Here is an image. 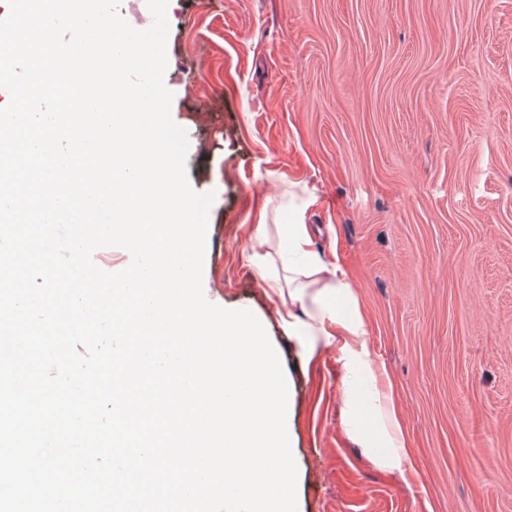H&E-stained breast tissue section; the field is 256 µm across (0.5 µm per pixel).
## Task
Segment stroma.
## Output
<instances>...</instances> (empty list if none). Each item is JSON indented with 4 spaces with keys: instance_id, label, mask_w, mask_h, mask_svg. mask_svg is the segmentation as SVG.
Returning <instances> with one entry per match:
<instances>
[{
    "instance_id": "obj_1",
    "label": "stroma",
    "mask_w": 512,
    "mask_h": 512,
    "mask_svg": "<svg viewBox=\"0 0 512 512\" xmlns=\"http://www.w3.org/2000/svg\"><path fill=\"white\" fill-rule=\"evenodd\" d=\"M173 120L210 193L206 298L252 311L288 386L297 512H512V0H169ZM308 224L357 290L419 476L342 424L246 260Z\"/></svg>"
}]
</instances>
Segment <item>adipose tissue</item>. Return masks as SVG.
<instances>
[{
  "label": "adipose tissue",
  "mask_w": 512,
  "mask_h": 512,
  "mask_svg": "<svg viewBox=\"0 0 512 512\" xmlns=\"http://www.w3.org/2000/svg\"><path fill=\"white\" fill-rule=\"evenodd\" d=\"M258 231L247 261L278 302L289 335L301 337L307 354L335 351L341 370L342 421L362 453L381 471L417 477L418 468L395 409L393 381L369 346L356 291L344 272L310 259L308 225H286L278 254Z\"/></svg>",
  "instance_id": "obj_1"
}]
</instances>
